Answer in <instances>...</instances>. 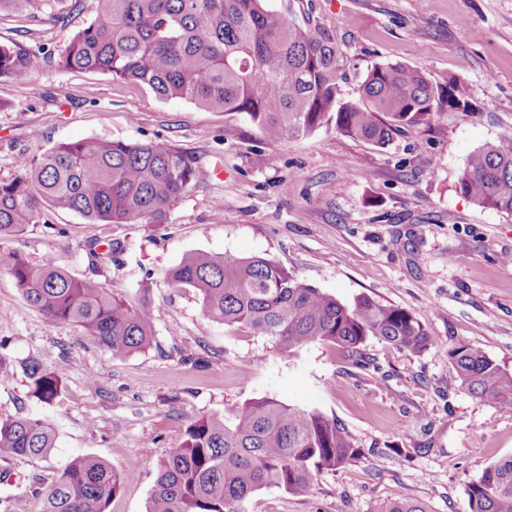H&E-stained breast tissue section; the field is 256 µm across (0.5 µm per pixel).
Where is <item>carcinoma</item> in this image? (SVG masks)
Here are the masks:
<instances>
[{
  "mask_svg": "<svg viewBox=\"0 0 512 512\" xmlns=\"http://www.w3.org/2000/svg\"><path fill=\"white\" fill-rule=\"evenodd\" d=\"M46 0H0L2 11H39ZM95 17L58 58L41 48L0 44V78L36 74L56 62L66 70L141 83L160 99L189 100L210 112H243L269 142L307 135L335 118L345 136L387 145L398 131L430 121L448 107L470 110V89L432 82L403 63L373 66L359 99L341 98V59L333 33L302 25L269 0H97ZM195 159L160 141L84 139L18 160L0 179V239L37 224L48 204L90 224H166L197 181ZM459 189L476 204L512 214V133L475 150ZM0 271L50 326L74 323L115 357L146 349L153 338L146 305L130 306L96 279L72 276L47 261L35 268L16 250H0ZM191 288L224 327L267 336L288 357L311 343L362 357L370 337L421 353L429 337L408 311L360 295L351 303L305 283L274 261L193 252L168 273ZM459 387L483 401L512 406V373L461 343L448 351ZM30 393L45 403L63 378L32 359ZM52 427L41 419L0 417V461L48 456ZM335 418L272 398L192 421L159 462L146 512H247L253 493L277 487L309 492L318 472L359 457ZM119 475L96 456L71 459L41 493V512H107ZM470 512H512V456L485 468L469 487ZM374 512H429L398 497Z\"/></svg>",
  "mask_w": 512,
  "mask_h": 512,
  "instance_id": "obj_1",
  "label": "carcinoma"
}]
</instances>
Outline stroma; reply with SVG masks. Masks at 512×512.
I'll return each mask as SVG.
<instances>
[{"instance_id":"1","label":"stroma","mask_w":512,"mask_h":512,"mask_svg":"<svg viewBox=\"0 0 512 512\" xmlns=\"http://www.w3.org/2000/svg\"><path fill=\"white\" fill-rule=\"evenodd\" d=\"M293 19L333 31L341 96L359 98L367 71L402 62L469 87L475 107L437 113L383 147L341 134L334 121L268 142L243 113L162 100L144 85L51 64L0 79V178L18 159L87 138L163 141L193 156L201 175L168 223L90 224L45 208L39 223L0 240L32 265L54 260L95 276L130 304H148L150 347L114 357L74 324L49 326L0 272V416L47 421L45 458L13 461L0 512H40L68 460H107L121 487L107 512H146L157 463L195 419L262 397L344 425L358 459L315 477L310 492H256L248 512H373L408 497L430 512H469L467 487L512 456V407L458 388L448 351L466 342L512 372V215L480 207L458 182L469 155L512 132V0H271ZM96 0H48L32 14H0V44L56 53L96 14ZM118 243L94 266L87 243ZM277 262L349 303L368 295L416 317L430 337L419 354L368 338L363 360L310 344L282 356L268 337L228 331L199 296L167 283L188 254ZM37 358L64 379L52 403L30 393Z\"/></svg>"}]
</instances>
